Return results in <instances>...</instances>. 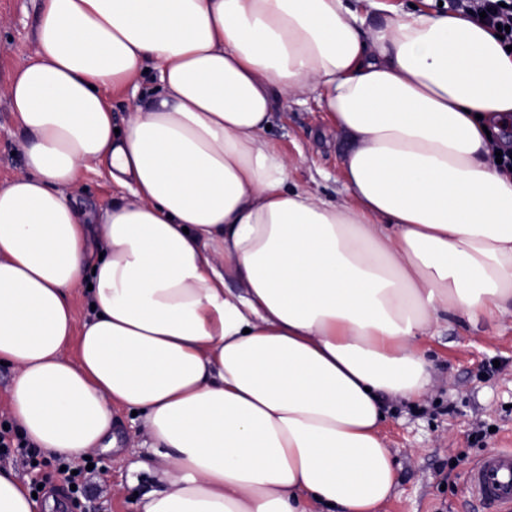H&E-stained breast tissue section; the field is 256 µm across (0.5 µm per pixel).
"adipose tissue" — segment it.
Here are the masks:
<instances>
[{
	"instance_id": "1",
	"label": "adipose tissue",
	"mask_w": 512,
	"mask_h": 512,
	"mask_svg": "<svg viewBox=\"0 0 512 512\" xmlns=\"http://www.w3.org/2000/svg\"><path fill=\"white\" fill-rule=\"evenodd\" d=\"M36 39L0 187L20 432L78 460L137 411L161 482L140 512H376L380 417L429 395L426 337L512 316V52L389 0H44ZM147 72L114 126L107 90ZM311 98L347 142L338 202L268 137L275 102ZM92 163L118 189L94 229L66 192Z\"/></svg>"
}]
</instances>
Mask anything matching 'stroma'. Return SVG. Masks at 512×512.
Wrapping results in <instances>:
<instances>
[{"label": "stroma", "instance_id": "stroma-1", "mask_svg": "<svg viewBox=\"0 0 512 512\" xmlns=\"http://www.w3.org/2000/svg\"><path fill=\"white\" fill-rule=\"evenodd\" d=\"M42 0H0V90L37 50ZM292 160L290 181L330 200L346 196L344 143L328 112L314 101L278 104L269 131ZM26 134L0 93V185L23 170ZM78 204L103 217L115 189L107 174L82 171L71 188ZM424 347L434 386L415 403L391 404L380 427L396 468V484L379 512H479L466 476L485 453L512 448V317L469 324L440 322ZM115 449L96 452L85 481L83 512H137L134 494L158 489L142 445L143 423L125 408L113 411Z\"/></svg>", "mask_w": 512, "mask_h": 512}]
</instances>
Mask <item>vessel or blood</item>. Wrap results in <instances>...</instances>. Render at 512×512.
I'll return each mask as SVG.
<instances>
[{"mask_svg": "<svg viewBox=\"0 0 512 512\" xmlns=\"http://www.w3.org/2000/svg\"><path fill=\"white\" fill-rule=\"evenodd\" d=\"M467 489L489 512H512V448L481 456L469 470Z\"/></svg>", "mask_w": 512, "mask_h": 512, "instance_id": "b4317fda", "label": "vessel or blood"}]
</instances>
